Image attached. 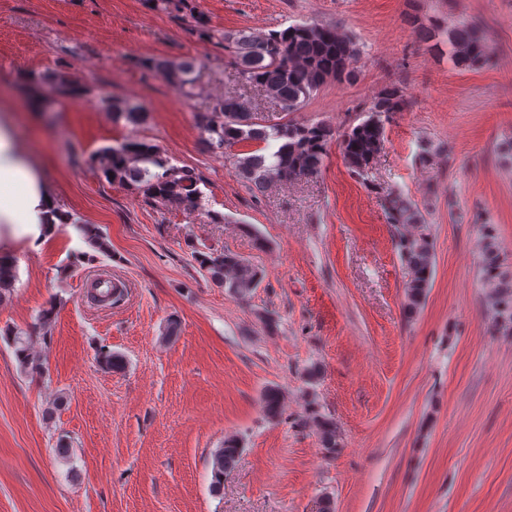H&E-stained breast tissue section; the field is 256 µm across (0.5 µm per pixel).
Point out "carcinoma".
I'll list each match as a JSON object with an SVG mask.
<instances>
[{
	"mask_svg": "<svg viewBox=\"0 0 512 512\" xmlns=\"http://www.w3.org/2000/svg\"><path fill=\"white\" fill-rule=\"evenodd\" d=\"M155 7L179 20L184 13L193 11L189 0H156ZM220 40L226 63L237 69L241 81L262 88L284 115L273 121L236 98L220 99L210 110L198 114L208 150L222 154L240 144L258 145L254 150L233 154V166L236 176L260 192L272 183H288L320 172L335 132L325 124L297 122L286 115L300 111L328 82L356 79L352 62L359 54L357 43L336 27L315 22L294 23L266 34L243 30L224 33ZM448 59L457 68L473 69L490 64L492 53L477 28L463 21L448 32ZM142 67L186 98L198 95L197 59L151 58L143 61ZM32 80L49 86L58 98L81 97L90 92L87 85L62 69L34 74ZM405 105L400 88H386L365 110L359 123L343 132L344 158L354 176L364 182L369 179L372 162L385 143L386 124ZM100 106L127 126L138 127L146 121L147 111L137 102L105 95L100 98ZM92 160L107 182L131 188L148 204L158 203L186 213L201 210V185L206 183L203 174L172 164L152 145L128 138L99 148ZM385 212L387 222L397 232L396 246L408 269L404 308L407 315L413 316L424 307L432 283L434 239L418 209L402 196L387 195ZM74 228L98 252L108 254L109 245L103 235L87 224H76ZM480 231L479 274L491 288L488 312L496 329L512 336V267L501 256L494 225L482 224ZM196 260L214 283L234 296L252 294L263 281L258 268L229 251H198ZM14 268L12 260L0 259V300L11 291ZM4 336L14 348L20 372L43 373V364L31 356L24 331L7 328ZM262 401L267 417L281 414L283 395L277 386L265 387ZM305 423L314 429L325 453L334 454L341 447L336 424L313 401L308 403ZM241 452L240 441L235 437L224 439V446L212 451L213 494L221 493L224 474L234 468Z\"/></svg>",
	"mask_w": 512,
	"mask_h": 512,
	"instance_id": "obj_1",
	"label": "carcinoma"
}]
</instances>
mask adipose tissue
Segmentation results:
<instances>
[{
  "mask_svg": "<svg viewBox=\"0 0 512 512\" xmlns=\"http://www.w3.org/2000/svg\"><path fill=\"white\" fill-rule=\"evenodd\" d=\"M64 219L46 169L23 145L14 110L0 113V225L37 248Z\"/></svg>",
  "mask_w": 512,
  "mask_h": 512,
  "instance_id": "adipose-tissue-1",
  "label": "adipose tissue"
}]
</instances>
